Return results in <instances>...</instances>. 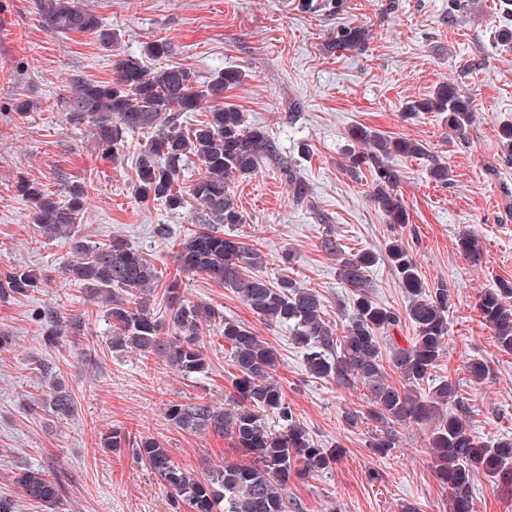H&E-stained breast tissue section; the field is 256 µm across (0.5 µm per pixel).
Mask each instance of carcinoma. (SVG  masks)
Returning <instances> with one entry per match:
<instances>
[{
    "label": "carcinoma",
    "instance_id": "1",
    "mask_svg": "<svg viewBox=\"0 0 512 512\" xmlns=\"http://www.w3.org/2000/svg\"><path fill=\"white\" fill-rule=\"evenodd\" d=\"M43 22L53 32L93 35L104 44L114 41L100 19L76 0H40ZM368 31L350 28L336 36V46L363 52ZM242 74L227 68L202 87L178 66L148 68L142 59L128 56L116 62L114 77L103 82L74 74L69 79L64 114L68 123L90 125L102 152L117 159L125 135L137 129L152 130L151 139L139 148L135 159V193L144 201L160 200L172 211L186 207L191 196L203 207L198 228L182 243L180 261L188 271L202 272L231 289L245 304L271 325H288L294 341L303 349L308 372L316 379L333 381L345 388L367 392L370 408L348 410L345 422L356 425L370 419L378 424L370 447L387 452L398 446L397 427L415 424L430 430L428 448L436 460V476L448 493L449 512H472L474 475L483 473L496 488L512 490V439L484 442L469 428L468 409L453 379L433 382V371L448 345V304L451 287L445 280L430 285L418 270L410 249L399 237L386 246L389 265L408 297L399 311L377 304L370 292L368 272L376 254L364 251L347 255L336 234L329 230L320 247L336 257L338 276L349 289L348 323L341 334L325 318L320 296L295 280L282 276L267 279L262 269L268 259L260 249L238 239L234 228L244 223L229 185L237 177L254 174L263 160L276 156L275 141L261 127L246 124L244 113L224 102V93L241 82ZM408 116L419 112H443L448 125L464 136L475 120L470 100L456 85L443 84L428 99L403 106ZM205 111L207 120L181 127L178 116ZM201 165L199 178L188 195L174 190L181 163L188 155ZM428 150L415 140L394 138L364 127L351 133L346 170L367 169L371 196L394 226L409 222L407 206L398 193L400 156L423 158ZM282 175L296 201L307 198L309 188L290 164ZM19 195L29 203L33 218L48 239L65 238L73 259L64 267L65 279L85 289L105 304L112 328L110 344L145 358H162L176 371L190 376L207 368L200 346L201 327L216 321L219 313L207 306L181 299L178 285H163L155 265L121 239L90 246L76 234L87 202L84 184L69 187V200L55 201L33 182L17 183ZM43 285L39 273L25 267L0 274V300L25 297ZM161 295L165 315L151 310V298ZM478 309L491 328L499 348L512 352V286L504 281L482 293ZM49 335L56 338L84 335L82 322L65 323L48 314ZM410 321L414 336L401 346L389 332ZM224 346L236 370L233 393L227 406L197 399L175 402L166 416L178 430L212 433L232 440L234 447L251 456L247 464L226 462L199 477L173 461L169 450L154 437L130 438L120 429L104 435L110 451L130 448L150 472L169 489L176 512H288L283 493L291 473L328 472L336 465L334 448L318 447L303 423L294 415L282 389L272 377L279 359L269 345L252 331L224 320ZM396 370L407 385L400 388L387 380L386 368ZM469 376L481 383L490 375L481 359L466 364ZM427 390H421V385ZM46 405L66 419L76 402L62 385L52 386ZM452 411L444 412V407ZM276 414L279 430L265 426L264 415ZM18 498L55 509L62 502V479L28 469L15 476Z\"/></svg>",
    "mask_w": 512,
    "mask_h": 512
}]
</instances>
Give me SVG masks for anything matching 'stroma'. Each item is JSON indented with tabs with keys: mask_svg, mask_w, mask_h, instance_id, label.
<instances>
[{
	"mask_svg": "<svg viewBox=\"0 0 512 512\" xmlns=\"http://www.w3.org/2000/svg\"><path fill=\"white\" fill-rule=\"evenodd\" d=\"M79 2L114 32V43L50 32L40 22V0H0V272L26 266L48 279L31 296L0 301V332L14 338L10 349L0 350V494L16 495L14 476L32 466L64 477L61 512H171L163 483L130 451L101 448L102 436L115 427L160 440L175 462L200 476L246 459L229 439L180 432L165 415L168 404L197 397L220 404L231 392L234 369L218 325L202 326L208 371L188 378L160 358L109 349L104 310L63 279L71 245L40 234L16 189L24 178L58 201L66 200L68 184L85 183L79 237L91 245L123 239L153 262L163 281L181 280L187 303L213 308L277 352L275 379L295 416L318 447L341 451L332 471L291 476L284 487L291 512H400L408 502L420 512H448L426 428L401 427L398 447L375 453L369 446L374 422L353 427L344 421L345 411L367 408L364 391L311 377L288 327L268 325L231 289L180 268V244L200 206L192 201L176 213L137 198L135 158L150 131L128 134L117 160L104 158L89 127L66 122L62 101L72 75L111 80L117 59L143 56L156 40L171 43L173 52L151 60V67H182L197 84L224 69L239 70L242 81L227 92V102L279 149L278 158L230 185L245 217L236 228L240 241L269 257L292 251L293 267L270 264L264 275L288 276L317 291L339 331L347 323L349 293L335 258L320 248L322 234L333 230L348 253H376L369 270L373 299L397 310L406 294L385 252L388 239L400 234L422 278L452 286L449 343L434 378L456 381L472 433L493 441L512 435V354L499 349L477 303L484 290L512 282V158L498 139L502 124L512 120V48L499 39L501 29L512 28V10L502 0H479L477 14L455 17L451 0ZM347 28L368 30L365 52L337 48L336 36ZM446 82L473 100L476 117L466 137H457L438 112L402 116L406 102L429 97ZM21 100L31 103L23 114L16 110ZM360 126L422 142L429 151L424 159L397 160L398 190L409 212L400 230L371 200L369 172L354 177L345 169L349 132ZM434 160L447 164L448 184L431 179ZM285 162L309 186L303 203L293 200L282 176ZM161 226L167 229L162 236ZM466 233L477 239L480 261L460 249ZM49 309L65 320L83 319L98 345L94 362L69 338L44 344L39 314ZM476 358L490 368L481 383L464 368ZM46 361L54 365L48 375L39 369ZM55 381L77 400L63 420L42 403Z\"/></svg>",
	"mask_w": 512,
	"mask_h": 512,
	"instance_id": "obj_1",
	"label": "stroma"
}]
</instances>
